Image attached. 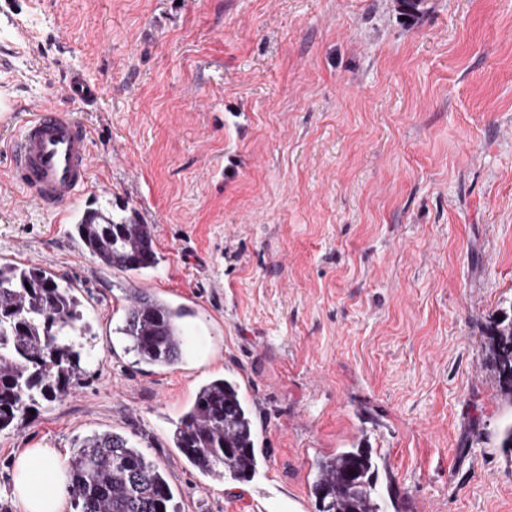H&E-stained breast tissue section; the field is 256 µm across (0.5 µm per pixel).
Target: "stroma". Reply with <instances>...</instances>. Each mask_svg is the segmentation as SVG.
I'll return each instance as SVG.
<instances>
[{
  "label": "stroma",
  "mask_w": 512,
  "mask_h": 512,
  "mask_svg": "<svg viewBox=\"0 0 512 512\" xmlns=\"http://www.w3.org/2000/svg\"><path fill=\"white\" fill-rule=\"evenodd\" d=\"M75 76L95 95L66 97ZM50 100L90 131L83 204L155 227L139 286L194 310L169 368L118 332L126 275L8 181ZM0 257L69 279L92 326L82 381L0 432V512L16 456L105 429L141 438L180 512H317L313 463L361 446L388 512H512L487 362L512 308V0H0ZM216 375L253 411L248 482L170 442Z\"/></svg>",
  "instance_id": "stroma-1"
}]
</instances>
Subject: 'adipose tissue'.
<instances>
[{
	"instance_id": "ef3b65f1",
	"label": "adipose tissue",
	"mask_w": 512,
	"mask_h": 512,
	"mask_svg": "<svg viewBox=\"0 0 512 512\" xmlns=\"http://www.w3.org/2000/svg\"><path fill=\"white\" fill-rule=\"evenodd\" d=\"M10 493L21 512H63L64 460L51 448H29L15 461Z\"/></svg>"
}]
</instances>
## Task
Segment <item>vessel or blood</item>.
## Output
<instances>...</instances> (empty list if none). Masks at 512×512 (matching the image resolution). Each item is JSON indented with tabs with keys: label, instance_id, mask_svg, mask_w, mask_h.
<instances>
[{
	"label": "vessel or blood",
	"instance_id": "vessel-or-blood-1",
	"mask_svg": "<svg viewBox=\"0 0 512 512\" xmlns=\"http://www.w3.org/2000/svg\"><path fill=\"white\" fill-rule=\"evenodd\" d=\"M8 154L12 180L49 211L80 202L94 166L87 127L50 103L20 120Z\"/></svg>",
	"mask_w": 512,
	"mask_h": 512
}]
</instances>
